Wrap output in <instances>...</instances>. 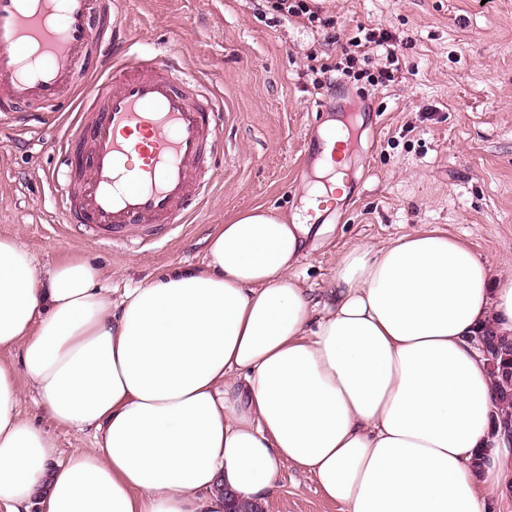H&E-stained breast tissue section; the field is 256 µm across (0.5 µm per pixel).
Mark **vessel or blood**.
<instances>
[{
	"mask_svg": "<svg viewBox=\"0 0 512 512\" xmlns=\"http://www.w3.org/2000/svg\"><path fill=\"white\" fill-rule=\"evenodd\" d=\"M98 0H0V120L52 106L96 77L92 103L65 130L53 176L69 227L94 242L152 248L208 194L223 148L222 104L192 73L134 55L115 58Z\"/></svg>",
	"mask_w": 512,
	"mask_h": 512,
	"instance_id": "b4317fda",
	"label": "vessel or blood"
}]
</instances>
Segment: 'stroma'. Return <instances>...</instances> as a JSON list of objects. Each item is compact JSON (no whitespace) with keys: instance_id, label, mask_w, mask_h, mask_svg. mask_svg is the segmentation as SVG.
<instances>
[{"instance_id":"stroma-1","label":"stroma","mask_w":512,"mask_h":512,"mask_svg":"<svg viewBox=\"0 0 512 512\" xmlns=\"http://www.w3.org/2000/svg\"><path fill=\"white\" fill-rule=\"evenodd\" d=\"M336 21V41L302 17L269 11L265 0H118L119 42L175 61L223 104L224 150L209 195L158 250L128 252L63 233L48 181L62 164L59 121L25 130L0 125V236L44 263L76 252L105 270L108 288H132L160 272L199 264L205 239L236 213L264 206L293 216L318 158L319 131L353 112L358 139L347 195L322 217L330 232L310 237L296 269L309 287L330 278L344 245L382 246L414 229H438L494 270L512 265V0H317ZM395 36L401 72L371 86L336 74L316 87L314 58L338 61L357 26ZM22 417L49 429L60 458L96 447L93 429L52 425L25 377ZM264 512H343L314 479L281 468Z\"/></svg>"}]
</instances>
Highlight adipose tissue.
I'll return each mask as SVG.
<instances>
[{
	"mask_svg": "<svg viewBox=\"0 0 512 512\" xmlns=\"http://www.w3.org/2000/svg\"><path fill=\"white\" fill-rule=\"evenodd\" d=\"M304 217L217 225L200 265L112 297L72 253L46 265L0 237V512H225L280 466L345 512H497L512 436L477 334L512 338V275L414 230L336 255L320 293L294 273ZM25 376L57 426L97 448L60 459L18 413Z\"/></svg>",
	"mask_w": 512,
	"mask_h": 512,
	"instance_id": "ef3b65f1",
	"label": "adipose tissue"
}]
</instances>
